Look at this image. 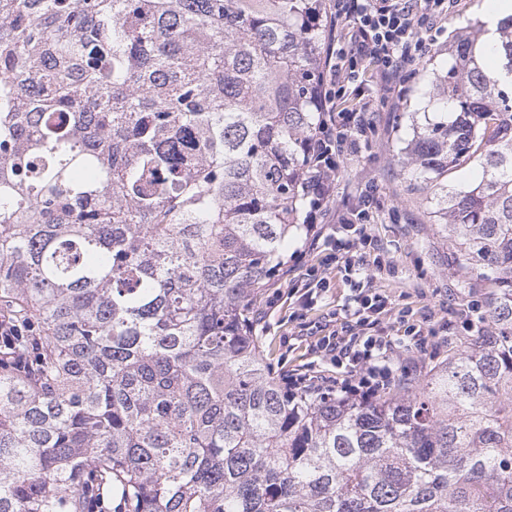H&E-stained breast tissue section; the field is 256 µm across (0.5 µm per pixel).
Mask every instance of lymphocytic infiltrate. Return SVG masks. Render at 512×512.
Here are the masks:
<instances>
[{"instance_id": "f902f5d3", "label": "lymphocytic infiltrate", "mask_w": 512, "mask_h": 512, "mask_svg": "<svg viewBox=\"0 0 512 512\" xmlns=\"http://www.w3.org/2000/svg\"><path fill=\"white\" fill-rule=\"evenodd\" d=\"M331 32L322 72L323 114L318 134L307 150L313 161L309 178L311 205L304 221L319 225L308 239L309 248H323V265L306 268L286 284L287 295L303 308L311 307L330 288L333 269H341L350 284L343 321L315 343L304 378L307 392L321 390L355 392L371 400L385 393L392 381L408 384L423 372L422 366L407 365L395 354L389 329H404L406 351L425 348L437 333L453 334L487 329L478 316V301L467 304L468 318L456 322L409 318L395 310L388 296L373 286L376 273L393 271L391 262H366L362 251L374 248L370 233L372 195H365L362 208L351 215L325 223L336 186V171L344 160L357 156L368 143L377 102L403 97L408 79L431 52L442 32L448 0H329ZM376 74V93L360 97L366 73ZM334 375H326L325 366Z\"/></svg>"}]
</instances>
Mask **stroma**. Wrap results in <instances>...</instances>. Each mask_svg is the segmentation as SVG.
Instances as JSON below:
<instances>
[{
  "label": "stroma",
  "instance_id": "obj_1",
  "mask_svg": "<svg viewBox=\"0 0 512 512\" xmlns=\"http://www.w3.org/2000/svg\"><path fill=\"white\" fill-rule=\"evenodd\" d=\"M481 2L456 0L442 22L440 47L423 60L422 72L445 70L453 36L481 30L485 23L479 9ZM424 106L423 83L417 77L412 79L404 98L389 101L375 113L372 146L342 164L336 176L333 209L344 213L355 206L360 196L374 193L379 206L374 211L371 233L399 268L397 277H377L375 287L390 295L398 307L439 319L451 312L462 313L464 304L481 298L485 289L483 282L459 269L446 235L432 223L422 195L412 189L396 163L400 151L413 137L411 115L423 111ZM273 293V288L262 289L254 306L260 314L254 325L261 349L279 372L303 368L312 359L310 346L314 338L300 335V325L314 329L324 325L344 304L348 288L341 279H334L324 298L303 310L298 319L293 316V302L285 298L273 300Z\"/></svg>",
  "mask_w": 512,
  "mask_h": 512
}]
</instances>
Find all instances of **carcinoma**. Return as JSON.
Here are the masks:
<instances>
[{"mask_svg":"<svg viewBox=\"0 0 512 512\" xmlns=\"http://www.w3.org/2000/svg\"><path fill=\"white\" fill-rule=\"evenodd\" d=\"M325 0H0V512H512V16L397 158L492 323L402 395L288 396ZM480 168L468 186L448 172Z\"/></svg>","mask_w":512,"mask_h":512,"instance_id":"carcinoma-1","label":"carcinoma"}]
</instances>
